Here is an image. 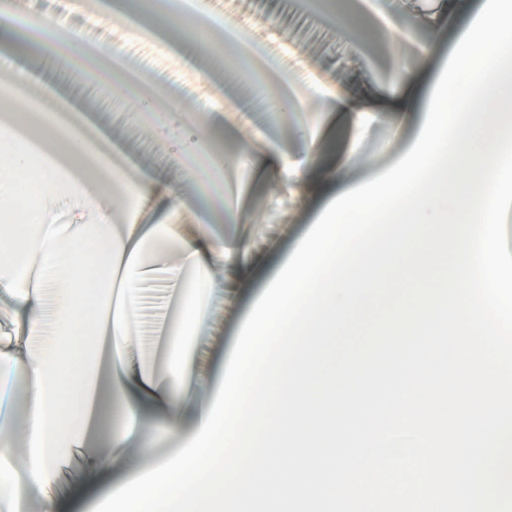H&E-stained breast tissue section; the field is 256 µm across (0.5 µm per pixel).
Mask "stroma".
<instances>
[{
	"mask_svg": "<svg viewBox=\"0 0 512 512\" xmlns=\"http://www.w3.org/2000/svg\"><path fill=\"white\" fill-rule=\"evenodd\" d=\"M1 15L15 28L0 29L11 43V68L25 71L22 101L41 104L58 121L77 125L90 147L100 181L124 173L109 207L98 193L80 191L48 202L70 229L95 217L135 231L142 246H159L153 263L141 255L138 314L121 344L100 340L77 440L40 487L29 484L32 435L28 364L46 345L57 309L45 290L30 310L0 284V367L15 379L12 419L0 425V473L8 478L0 499L10 512H94L107 491L139 465L173 456L195 435L194 411L218 393V370L232 352L254 297L275 275L279 260L313 224L335 170L366 183L411 149L419 116L396 99L434 82L440 57L462 20L453 0H336L353 6L357 33L338 36L330 14L304 0H174L187 20L204 25V46L187 30L151 12L149 0H8ZM266 49V69L248 54L226 50L231 35ZM394 19L423 38L383 51L373 40ZM51 20L82 42L107 49L101 70L118 54L140 81L134 97H117L30 49L19 26ZM212 53L215 65L200 70L197 57ZM410 75L411 83L400 81ZM277 80L284 109L267 107L266 77ZM360 99L359 112H340L337 99ZM318 158L308 162L305 145ZM224 157V201L205 200L193 173L210 156ZM207 238L223 244L224 257L204 271H190L179 242ZM201 297L206 312L192 319L188 306ZM122 382L139 408L111 399ZM123 437L114 445L112 434Z\"/></svg>",
	"mask_w": 512,
	"mask_h": 512,
	"instance_id": "1",
	"label": "stroma"
}]
</instances>
